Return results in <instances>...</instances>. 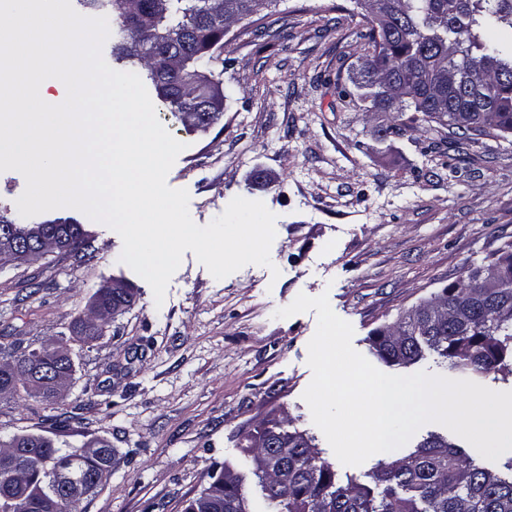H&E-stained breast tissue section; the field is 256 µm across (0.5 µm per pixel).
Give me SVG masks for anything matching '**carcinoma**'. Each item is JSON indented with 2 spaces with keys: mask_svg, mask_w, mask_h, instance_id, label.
I'll return each instance as SVG.
<instances>
[{
  "mask_svg": "<svg viewBox=\"0 0 512 512\" xmlns=\"http://www.w3.org/2000/svg\"><path fill=\"white\" fill-rule=\"evenodd\" d=\"M264 0H224V15L212 14V0H78L87 10H107L119 40L112 54L147 73L157 98L174 118L183 112L224 114L218 68L225 60L215 53L224 28L246 18ZM359 33L364 65L351 78L353 89L340 96L364 103L365 112L391 114L379 138L411 129L423 133L448 130V137L476 140L512 135V0H373ZM65 236L64 250L80 253L91 239L71 220L50 225ZM504 279L491 294L479 288L485 265H474L442 290L448 308H467L470 316L452 326H429L421 312L399 325L395 343L386 329L376 330L370 347L389 366L408 367L429 349L452 370L476 383L499 371L512 355V244L492 255ZM4 363L24 366L36 351L1 343ZM0 387L13 395L31 396L26 381L0 368ZM261 433L278 437L276 448L250 447L253 475L270 512H512V476L476 462L444 437L431 434L414 451L380 461L373 470L379 495L352 481L341 482L303 431H287L271 420ZM34 455L21 456L15 470L31 480L26 507L8 500V478L0 473V512H51L55 492L50 471L67 464L74 471L97 475L102 485L112 467L100 460L75 459L74 451L52 439L32 443ZM238 483L215 490V508L249 509Z\"/></svg>",
  "mask_w": 512,
  "mask_h": 512,
  "instance_id": "carcinoma-1",
  "label": "carcinoma"
}]
</instances>
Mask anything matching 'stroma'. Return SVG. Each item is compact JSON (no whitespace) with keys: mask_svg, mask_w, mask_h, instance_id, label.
<instances>
[{"mask_svg":"<svg viewBox=\"0 0 512 512\" xmlns=\"http://www.w3.org/2000/svg\"><path fill=\"white\" fill-rule=\"evenodd\" d=\"M350 6L279 0L231 25L221 82L233 98L209 130H187L156 108L185 145L167 183L188 191L192 220L209 224L237 196L262 201L276 216L271 266L218 280L185 251L159 305L120 262V236L74 208L40 218L82 224L92 237L84 257L55 251L0 264V329L23 350L71 341L106 281L136 291L100 339L73 346L63 401L0 399L1 437L111 442L112 474L81 512H185L226 466L245 477L251 512H267L245 444L273 416L308 431L340 476L371 485L372 461L338 462L303 399L315 312L276 311L301 293L327 295L367 357L374 330L512 243V143L433 148L415 130L382 139L385 114L339 100L360 66L363 21Z\"/></svg>","mask_w":512,"mask_h":512,"instance_id":"1","label":"stroma"}]
</instances>
